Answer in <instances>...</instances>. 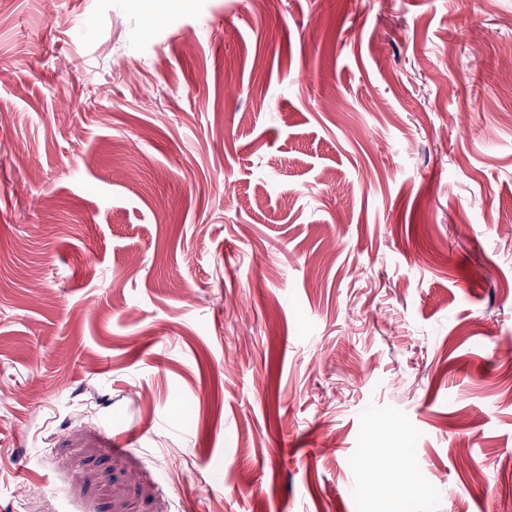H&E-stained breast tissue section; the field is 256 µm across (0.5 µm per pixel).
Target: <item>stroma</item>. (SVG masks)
<instances>
[{"instance_id":"1","label":"stroma","mask_w":512,"mask_h":512,"mask_svg":"<svg viewBox=\"0 0 512 512\" xmlns=\"http://www.w3.org/2000/svg\"><path fill=\"white\" fill-rule=\"evenodd\" d=\"M510 66L512 0H0V512H512Z\"/></svg>"}]
</instances>
